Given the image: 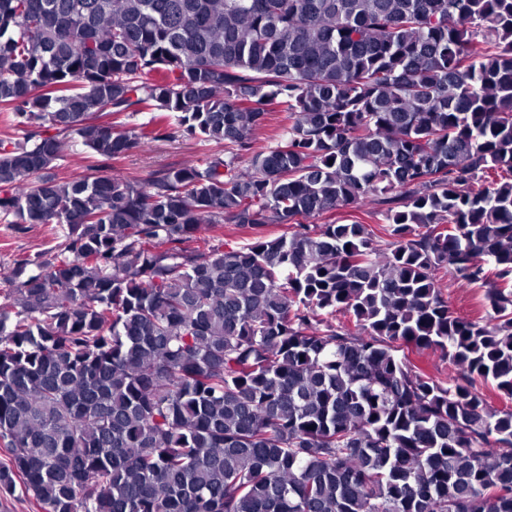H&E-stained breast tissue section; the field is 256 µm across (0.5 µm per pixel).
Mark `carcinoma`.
<instances>
[{
    "label": "carcinoma",
    "mask_w": 512,
    "mask_h": 512,
    "mask_svg": "<svg viewBox=\"0 0 512 512\" xmlns=\"http://www.w3.org/2000/svg\"><path fill=\"white\" fill-rule=\"evenodd\" d=\"M271 105L289 123L261 147ZM0 112L29 127L0 139V217L54 242L0 277L1 495L512 512V406L476 387L512 401V0H0ZM170 114L224 157L45 175L49 128L105 162ZM370 204L385 223H310ZM198 236L210 238L214 244L223 242L224 248L235 247L242 243L246 237V235L229 224H219L202 229ZM442 288L448 304L458 315L473 319L485 315L477 288L462 285L449 274L443 277ZM411 361L422 371L426 373H436L437 370L444 375L457 377L458 370L449 365L448 362L442 361L437 353L429 350L413 352L410 354Z\"/></svg>",
    "instance_id": "carcinoma-1"
}]
</instances>
